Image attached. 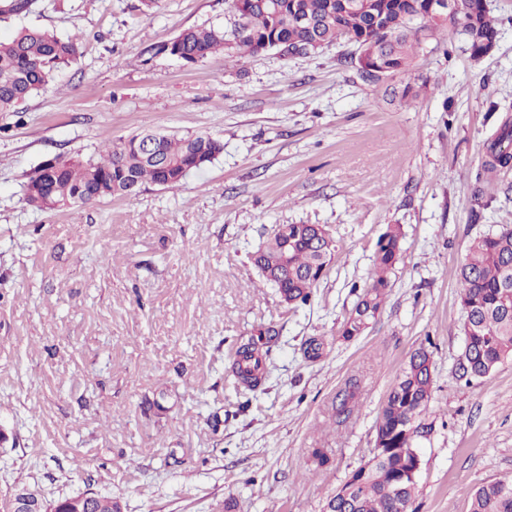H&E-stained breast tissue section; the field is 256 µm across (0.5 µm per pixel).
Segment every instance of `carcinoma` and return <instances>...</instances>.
Segmentation results:
<instances>
[{
    "instance_id": "carcinoma-1",
    "label": "carcinoma",
    "mask_w": 512,
    "mask_h": 512,
    "mask_svg": "<svg viewBox=\"0 0 512 512\" xmlns=\"http://www.w3.org/2000/svg\"><path fill=\"white\" fill-rule=\"evenodd\" d=\"M235 17L230 28L181 30L169 42L150 48L153 54H179L194 64L219 50H234L243 58L266 53L282 44L289 55L315 53L314 45L344 41L356 51L344 63L357 69L368 84L382 76L409 69L420 45L438 29L452 28L467 37L470 56L477 60L496 44L498 30L490 17L489 0H456V11L446 19L430 16V0H229ZM34 0H0V16L30 11ZM79 57V38H61L43 29L21 27L0 40V112H15L24 101L51 84L60 68ZM157 148L148 154L145 135H134L106 147L97 160L58 161L40 166L25 185V200L37 209L67 204H94L112 196L131 198L148 183L175 186L197 158L213 162L224 143L199 134L174 137L154 134ZM491 164L512 161V129L504 127L490 147ZM401 231L391 226L376 244L370 282L344 321L341 336L361 335L382 307L389 273L400 255ZM336 251V240L322 224H277L251 254L264 281L276 288L281 302L297 308L309 304ZM461 331L464 346L455 374L470 383L488 376L512 357V227L474 238L459 269ZM276 339L267 328L241 339L231 373L244 393L255 394L268 376V359ZM324 341L311 337L304 356L323 357ZM433 370L423 347L412 353L390 387L375 423L372 455L353 470L325 506V512H409L416 482L407 477L414 466L418 438L429 432L419 421L431 398ZM471 512H512V480L478 487Z\"/></svg>"
}]
</instances>
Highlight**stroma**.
<instances>
[{
	"instance_id": "1",
	"label": "stroma",
	"mask_w": 512,
	"mask_h": 512,
	"mask_svg": "<svg viewBox=\"0 0 512 512\" xmlns=\"http://www.w3.org/2000/svg\"><path fill=\"white\" fill-rule=\"evenodd\" d=\"M489 8L487 56L448 30L376 86L341 64L345 43L194 65L148 54L181 29L230 26L228 0L149 12L36 0L0 19L1 38L24 26L81 39L54 83L0 112V495L26 484L50 500L109 495L120 512H221L228 500L234 512H324L371 456L387 393L420 347L432 430L412 512H470L477 487L512 478V358L455 377L456 270L475 237L512 225V165H489L512 127V0ZM145 129L209 134L224 153L132 198L26 203L46 159L94 157ZM275 224H324L336 240L309 305L281 304L249 260ZM391 225L401 251L383 307L343 339ZM267 327L269 374L245 408L229 354ZM312 336L328 345L314 362L302 350ZM352 378L359 398L340 421L332 407Z\"/></svg>"
}]
</instances>
